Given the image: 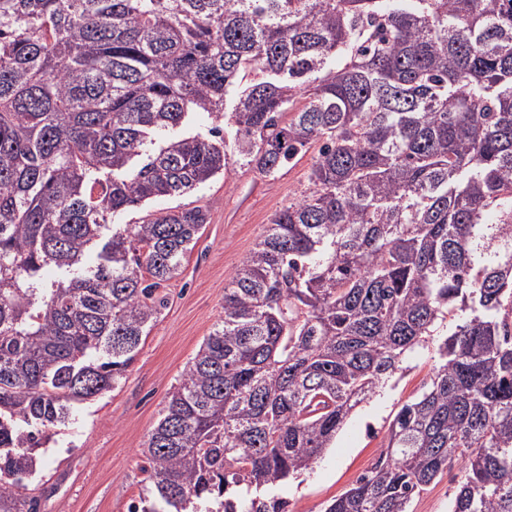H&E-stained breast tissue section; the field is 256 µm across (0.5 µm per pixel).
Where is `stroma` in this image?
<instances>
[{"mask_svg":"<svg viewBox=\"0 0 512 512\" xmlns=\"http://www.w3.org/2000/svg\"><path fill=\"white\" fill-rule=\"evenodd\" d=\"M311 156L266 177L239 165L190 194L160 198L152 211L202 206L209 222L167 288L169 304L143 337L119 387L73 406L55 428L38 484L40 512H127L143 486L140 445L165 398L224 311V289L276 211L308 187ZM437 344L417 348L405 369L363 403L312 471L281 491L292 512H323L378 456L400 406L428 380ZM461 477L453 468L417 496L410 512H448Z\"/></svg>","mask_w":512,"mask_h":512,"instance_id":"35a3bbf8","label":"stroma"}]
</instances>
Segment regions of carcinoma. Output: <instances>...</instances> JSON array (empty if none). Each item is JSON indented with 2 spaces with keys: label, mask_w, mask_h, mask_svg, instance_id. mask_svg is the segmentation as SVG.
I'll return each instance as SVG.
<instances>
[{
  "label": "carcinoma",
  "mask_w": 512,
  "mask_h": 512,
  "mask_svg": "<svg viewBox=\"0 0 512 512\" xmlns=\"http://www.w3.org/2000/svg\"><path fill=\"white\" fill-rule=\"evenodd\" d=\"M197 112L265 176L319 149L168 392L129 512H290L278 490L448 319L324 512H409L457 462L450 512H512V0H0V512H39L49 431L168 305L208 210L101 232L228 170L220 127L172 134Z\"/></svg>",
  "instance_id": "cac0c4a2"
}]
</instances>
